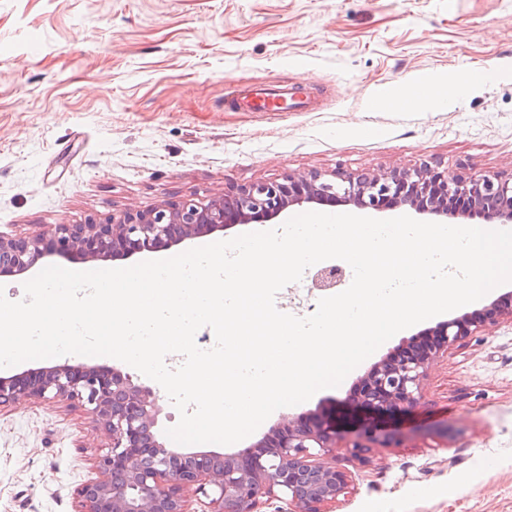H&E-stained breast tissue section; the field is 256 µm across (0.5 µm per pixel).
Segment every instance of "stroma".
Returning <instances> with one entry per match:
<instances>
[{
	"mask_svg": "<svg viewBox=\"0 0 512 512\" xmlns=\"http://www.w3.org/2000/svg\"><path fill=\"white\" fill-rule=\"evenodd\" d=\"M489 82L415 111L368 102L412 80ZM264 85L302 92V112L231 101ZM437 163L448 177H512V0H0V235L103 222L187 198L312 172ZM395 334L340 386L274 411L247 451L288 420L339 408L371 367L437 325ZM159 405L160 442L179 414L164 389L111 357ZM448 428L439 446L429 426ZM397 448L329 462L352 478L336 512H512V320L486 325L430 369ZM109 438L70 400L0 408V512H79Z\"/></svg>",
	"mask_w": 512,
	"mask_h": 512,
	"instance_id": "1",
	"label": "stroma"
}]
</instances>
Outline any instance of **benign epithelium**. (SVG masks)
I'll use <instances>...</instances> for the list:
<instances>
[{
	"mask_svg": "<svg viewBox=\"0 0 512 512\" xmlns=\"http://www.w3.org/2000/svg\"><path fill=\"white\" fill-rule=\"evenodd\" d=\"M335 199L374 212L389 210L393 202L437 220L456 215L453 206L467 201L487 222L512 223V180L496 175L449 180L430 165L339 172L332 180L289 175L243 185L206 203L186 199L104 223L57 224L49 233L0 236V276L24 274L52 252L80 261L127 258L237 224L273 221L293 206ZM341 275L336 266L322 267L312 285L329 290ZM500 316L512 318L511 291L493 300L485 313L476 310L440 322L433 330L437 339L427 348L374 364L341 401L343 416L330 410L290 420L236 456L184 455L165 448L154 432L159 409L150 391L116 370L59 365L0 376V408L28 399L77 400L92 415L110 446L97 458L98 476L77 490L80 512H194L184 489L203 497L199 512H261L273 500L280 503L277 512H329L327 506L348 494L350 480L324 457L339 442L356 453L369 442L397 447L398 431L384 428L383 420L418 408L431 365Z\"/></svg>",
	"mask_w": 512,
	"mask_h": 512,
	"instance_id": "1",
	"label": "benign epithelium"
}]
</instances>
